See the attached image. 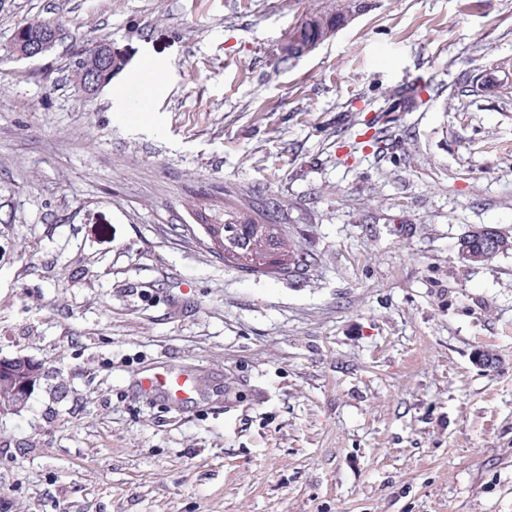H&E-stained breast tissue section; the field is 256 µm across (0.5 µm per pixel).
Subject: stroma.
Returning a JSON list of instances; mask_svg holds the SVG:
<instances>
[{
  "label": "stroma",
  "instance_id": "35a3bbf8",
  "mask_svg": "<svg viewBox=\"0 0 512 512\" xmlns=\"http://www.w3.org/2000/svg\"><path fill=\"white\" fill-rule=\"evenodd\" d=\"M37 18L56 46L18 59ZM91 40L121 65L87 97ZM260 195L305 273L193 234L192 201ZM480 225L512 237V0H0V358L40 368L0 512H512V250L462 262ZM343 15L345 14H308L304 20V23H299L297 26L290 29L285 38V40L294 41L297 43L299 54L288 56V53L292 54L293 52V50L289 47L288 42L284 43L282 46V53L284 56H288V59H294L305 55L308 53L306 48L309 44L312 43V40L318 37H321L322 40H326L331 35V33L334 32L333 28L335 27V23L342 18L344 19ZM304 48L306 51L302 53V49ZM183 374H149L141 380V391L146 395L161 396L176 410L193 398L195 383Z\"/></svg>",
  "mask_w": 512,
  "mask_h": 512
}]
</instances>
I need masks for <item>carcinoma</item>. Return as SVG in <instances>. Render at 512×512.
<instances>
[{
	"mask_svg": "<svg viewBox=\"0 0 512 512\" xmlns=\"http://www.w3.org/2000/svg\"><path fill=\"white\" fill-rule=\"evenodd\" d=\"M343 14L310 13L304 23L288 31L286 40L302 50L320 37L327 39ZM195 228L205 246L222 256L224 262L263 276L283 275L306 265L307 258L288 237L286 226L275 212L243 209L230 203L222 209H192ZM512 249V241L503 239L494 248L484 246L480 237L468 233L458 243V253L468 264L485 263ZM39 368L31 360H0V408L20 407L35 385Z\"/></svg>",
	"mask_w": 512,
	"mask_h": 512,
	"instance_id": "carcinoma-1",
	"label": "carcinoma"
}]
</instances>
